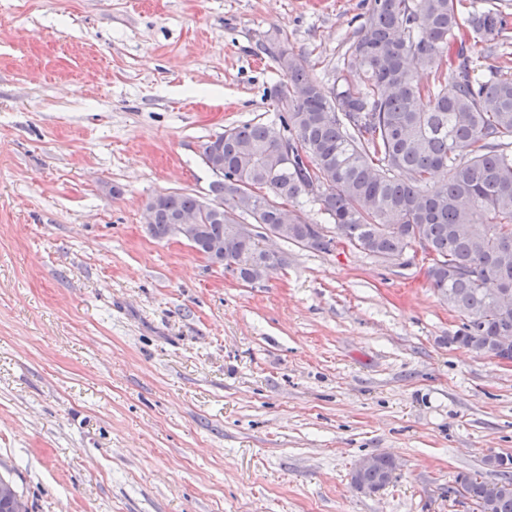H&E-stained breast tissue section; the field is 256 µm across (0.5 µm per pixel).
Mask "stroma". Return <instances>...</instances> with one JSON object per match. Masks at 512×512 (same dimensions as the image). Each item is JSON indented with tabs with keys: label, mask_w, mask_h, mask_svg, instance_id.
<instances>
[{
	"label": "stroma",
	"mask_w": 512,
	"mask_h": 512,
	"mask_svg": "<svg viewBox=\"0 0 512 512\" xmlns=\"http://www.w3.org/2000/svg\"><path fill=\"white\" fill-rule=\"evenodd\" d=\"M370 0H0V478L30 512H479L459 475L512 456V363L462 326L430 258L283 241L245 283L178 237L159 193L205 198L215 134L268 121L288 40L331 86ZM505 29L482 71L512 67ZM397 468L377 494L363 458ZM369 462L359 467L361 462L351 473V482L360 491L376 494L383 490L390 482L396 470L395 460L387 455L378 454L368 457Z\"/></svg>",
	"instance_id": "35a3bbf8"
}]
</instances>
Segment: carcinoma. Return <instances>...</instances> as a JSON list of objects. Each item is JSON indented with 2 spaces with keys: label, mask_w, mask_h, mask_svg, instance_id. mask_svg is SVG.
Masks as SVG:
<instances>
[{
  "label": "carcinoma",
  "mask_w": 512,
  "mask_h": 512,
  "mask_svg": "<svg viewBox=\"0 0 512 512\" xmlns=\"http://www.w3.org/2000/svg\"><path fill=\"white\" fill-rule=\"evenodd\" d=\"M461 2L371 0L329 90L311 79L302 56L271 39L269 53L287 78L276 91V119L228 128L204 144L206 165L224 163V178L210 185L224 211L189 193L157 194L149 200L151 234L164 239L195 212L202 253L227 224L280 223V207L317 179L323 191L313 199L349 245L377 257L424 242L433 255L430 286L465 317L448 343L492 351L496 337L512 336V304L495 305L499 285H512V249L502 247L512 240V74L477 73L474 44L495 40L504 20L494 8L464 16ZM420 69L433 82L421 83ZM443 168L448 181L438 184L433 175ZM241 183L256 193L241 196ZM287 240L318 252L332 247L299 218ZM235 264L243 281L260 277L256 260ZM395 470L392 457L373 455L351 482L376 494ZM503 476L489 484L463 475L456 492L480 512H512V473Z\"/></svg>",
  "instance_id": "1"
}]
</instances>
